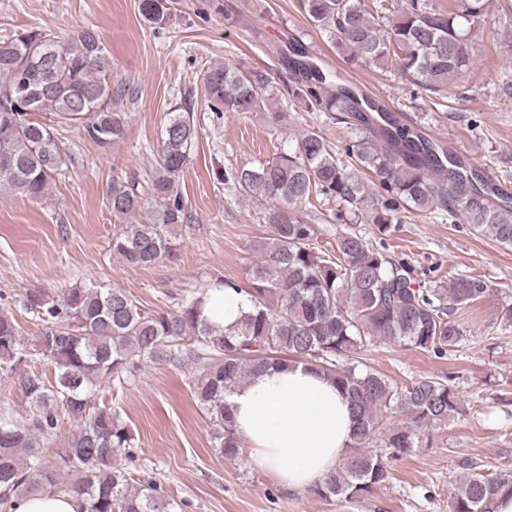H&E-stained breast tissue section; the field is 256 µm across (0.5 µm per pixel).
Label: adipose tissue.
Listing matches in <instances>:
<instances>
[{"label": "adipose tissue", "mask_w": 512, "mask_h": 512, "mask_svg": "<svg viewBox=\"0 0 512 512\" xmlns=\"http://www.w3.org/2000/svg\"><path fill=\"white\" fill-rule=\"evenodd\" d=\"M248 301L228 288L206 294L203 314L216 329L235 325ZM227 401L252 465L289 491L324 480L353 445V417L346 396L322 371L295 362L254 376ZM14 512H82L74 494L47 489L18 497Z\"/></svg>", "instance_id": "obj_1"}]
</instances>
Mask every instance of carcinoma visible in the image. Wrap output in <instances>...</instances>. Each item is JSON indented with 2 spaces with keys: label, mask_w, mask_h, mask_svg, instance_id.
Returning a JSON list of instances; mask_svg holds the SVG:
<instances>
[{
  "label": "carcinoma",
  "mask_w": 512,
  "mask_h": 512,
  "mask_svg": "<svg viewBox=\"0 0 512 512\" xmlns=\"http://www.w3.org/2000/svg\"><path fill=\"white\" fill-rule=\"evenodd\" d=\"M309 22L349 56L398 76L422 93L440 97L469 65L475 25L489 0H299ZM144 20L162 29L168 0H140ZM291 78L286 105L270 79L248 77L227 64L202 75L214 112H263L269 127L288 123V113L329 112L353 126L355 135L333 146L313 129L292 150L226 172L245 195L271 202L267 236L255 244L258 261L250 288L230 280L214 284L246 296L251 310L235 326L215 329L202 312L207 290L182 295L171 310H142L121 288L76 286L55 297L42 291L15 300L41 326L38 344L26 345L20 325L0 310V376L17 374L19 390L35 411V427L0 420V506L50 486L77 494L83 512H162L160 486L130 487L118 463L133 447L130 428L102 400L97 385L120 386L147 361L193 370L191 392L207 414L213 447L228 459L243 453L226 396L255 374L288 363L312 364L336 380L355 417L353 449L336 471L310 492L320 499L354 498L389 480L387 457L406 455L421 442V430L459 413V397L446 379L420 378L406 385L360 360L378 341L396 342L444 357L467 341L456 313L487 292L476 278L455 279L447 288L415 282L413 269L369 244L355 232L337 237L332 252L316 249L318 225L305 219L315 199L336 200L344 209L333 220L365 210L386 232L402 213L445 212L470 224L502 247L512 248V206L494 200L496 186L467 167L447 147L418 127L397 121L379 101L326 71L310 48L294 39L277 51ZM135 89L112 77V61L98 34L84 28L66 38L30 28L0 39V187L32 201L49 195L55 175L71 154H62L59 130L42 120L83 126L101 147L119 143L125 125L119 107L133 103ZM493 98L512 100V74L504 72ZM196 134L193 115L168 113L152 172L112 180L107 204L116 216L136 223L112 237V254L145 267L172 251L171 231L192 214L177 184ZM379 181L373 192L363 175ZM156 208H149L150 204ZM54 364V376L33 369ZM401 415L406 422L387 427ZM75 430L54 451L64 421ZM386 453L368 448L377 436ZM461 479L451 491V512H493L499 496L512 495V471L478 470L467 457L457 462Z\"/></svg>",
  "instance_id": "obj_1"
}]
</instances>
